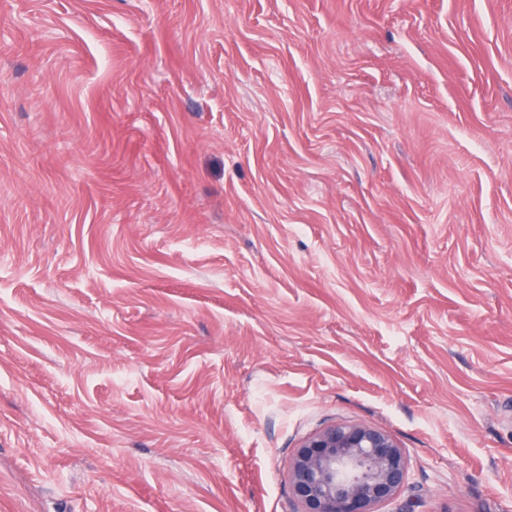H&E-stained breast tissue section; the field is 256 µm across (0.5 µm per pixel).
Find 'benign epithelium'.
<instances>
[{
	"label": "benign epithelium",
	"instance_id": "1",
	"mask_svg": "<svg viewBox=\"0 0 512 512\" xmlns=\"http://www.w3.org/2000/svg\"><path fill=\"white\" fill-rule=\"evenodd\" d=\"M408 460L385 431L334 424L308 437L289 466L300 512H376L398 496Z\"/></svg>",
	"mask_w": 512,
	"mask_h": 512
}]
</instances>
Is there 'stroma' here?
I'll list each match as a JSON object with an SVG mask.
<instances>
[{
  "mask_svg": "<svg viewBox=\"0 0 512 512\" xmlns=\"http://www.w3.org/2000/svg\"><path fill=\"white\" fill-rule=\"evenodd\" d=\"M512 512V0H0V512ZM408 460L385 431L334 424L308 437L289 466L300 512H376L398 496Z\"/></svg>",
  "mask_w": 512,
  "mask_h": 512,
  "instance_id": "obj_1",
  "label": "stroma"
}]
</instances>
